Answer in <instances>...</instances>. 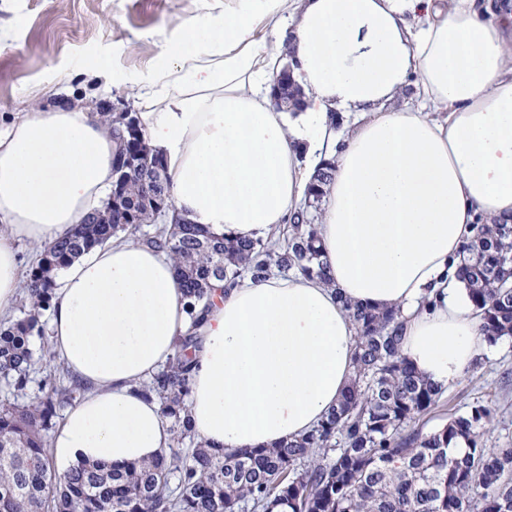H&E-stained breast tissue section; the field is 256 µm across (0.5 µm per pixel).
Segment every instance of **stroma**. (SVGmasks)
<instances>
[{"label":"stroma","instance_id":"stroma-1","mask_svg":"<svg viewBox=\"0 0 512 512\" xmlns=\"http://www.w3.org/2000/svg\"><path fill=\"white\" fill-rule=\"evenodd\" d=\"M208 12L222 20L224 0H0V126L35 106L85 96L117 109L140 111L133 90L156 65L165 41L178 40L185 18ZM112 73L109 89L83 74L98 59ZM34 370L25 391L0 379V401L25 400L45 381L62 378L48 339L31 340ZM489 405L487 447L512 445V338L487 347L467 375L423 417L425 429L474 403Z\"/></svg>","mask_w":512,"mask_h":512}]
</instances>
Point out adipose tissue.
<instances>
[{
    "instance_id": "obj_1",
    "label": "adipose tissue",
    "mask_w": 512,
    "mask_h": 512,
    "mask_svg": "<svg viewBox=\"0 0 512 512\" xmlns=\"http://www.w3.org/2000/svg\"><path fill=\"white\" fill-rule=\"evenodd\" d=\"M137 89L174 216L230 240L270 233L331 179L316 222L327 279L291 272L212 283L201 322L165 252L123 237L55 280L49 348L86 393L55 429L58 472L148 462L171 446L147 381L195 332L186 400L198 437L232 453L310 433L353 374V306L398 309L399 353L445 389L485 342L456 277L475 223L512 221V0H224L185 19ZM291 66L301 111H277ZM415 87L417 104L393 102ZM355 120L339 133V115ZM119 139L67 102L0 129V312L20 286L18 243L44 246L100 209Z\"/></svg>"
}]
</instances>
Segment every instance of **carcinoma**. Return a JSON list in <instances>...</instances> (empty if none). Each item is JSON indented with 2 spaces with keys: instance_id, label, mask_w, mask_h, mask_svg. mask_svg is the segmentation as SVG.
Wrapping results in <instances>:
<instances>
[{
  "instance_id": "1",
  "label": "carcinoma",
  "mask_w": 512,
  "mask_h": 512,
  "mask_svg": "<svg viewBox=\"0 0 512 512\" xmlns=\"http://www.w3.org/2000/svg\"><path fill=\"white\" fill-rule=\"evenodd\" d=\"M100 117L119 135L122 161L132 159L134 167L116 168L121 209L106 202L73 234L43 249L28 274L20 315L0 327V376L19 390L33 363L30 340L42 334L41 317L50 307L51 273L118 232L173 256L191 309L207 298L213 280L231 288L274 266L327 277L306 214L288 225L276 249L261 238L228 242L197 224L143 230L171 204L162 160L139 132L129 134L126 113ZM330 178L326 166L310 187L314 206ZM122 209L137 223H120ZM456 277L480 312L484 341L512 338V223L474 225ZM352 317L357 343L347 393L316 430L275 448L224 454L197 439L185 414L191 335L143 386L172 420L177 443L189 442L183 454L124 467L83 463L61 476L48 452V432L57 408L84 386L49 382L30 401L0 404V512H512V448H488L483 441L491 410L478 403L424 430L419 419L439 405L442 392L400 357L401 313L357 306ZM458 439L466 445L461 455L448 451Z\"/></svg>"
}]
</instances>
